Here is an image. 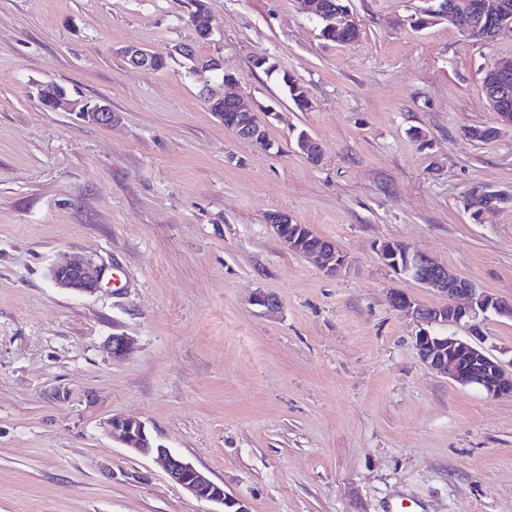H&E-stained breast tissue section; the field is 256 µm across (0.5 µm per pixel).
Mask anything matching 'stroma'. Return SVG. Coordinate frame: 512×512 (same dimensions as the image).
Masks as SVG:
<instances>
[{"instance_id": "35a3bbf8", "label": "stroma", "mask_w": 512, "mask_h": 512, "mask_svg": "<svg viewBox=\"0 0 512 512\" xmlns=\"http://www.w3.org/2000/svg\"><path fill=\"white\" fill-rule=\"evenodd\" d=\"M346 3L360 34L340 45L296 0H206L203 43L188 0H0V512H210L112 437L116 415L249 512H512V399L421 362L390 296L445 299L377 251L408 243L512 299V127L466 135L493 122L484 72L512 35L416 27L427 0ZM180 44L267 112L271 148L211 112L221 73L120 53ZM261 54L310 110L253 68ZM47 84L106 100L115 122L44 110ZM477 187L506 203L473 219ZM274 212L335 242L347 269L289 253ZM73 256L108 282L56 288L51 266ZM116 333L133 340L120 358ZM122 56L127 59L129 63L135 66L140 67H149L152 69H163L168 65V60H174L171 55L161 56L160 64L156 67L155 57L159 54H154L153 52L144 50L138 47H126L120 51ZM252 65L255 69L263 70L267 74H277L279 81L283 85L288 98L292 101V103L300 110L303 111V109L300 107L297 98L300 95V93H297V89L299 87H302L304 89V86L297 81L294 76H292L289 72H278V68L275 63L269 61L267 62L263 67H260L252 62ZM266 69V70H265Z\"/></svg>"}]
</instances>
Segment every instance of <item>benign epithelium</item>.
I'll list each match as a JSON object with an SVG mask.
<instances>
[{"label": "benign epithelium", "mask_w": 512, "mask_h": 512, "mask_svg": "<svg viewBox=\"0 0 512 512\" xmlns=\"http://www.w3.org/2000/svg\"><path fill=\"white\" fill-rule=\"evenodd\" d=\"M437 6L426 9L430 17L453 16L461 30L474 33L488 41L504 34H512V3L508 0H480L473 6L469 0H436ZM300 10L312 13L325 22L321 36L331 42L344 44L349 31L358 28L353 15L336 6L331 0H297ZM197 36L207 40L213 30L208 21L207 6L197 7L190 15ZM121 54L135 66L156 68V54L138 47H126ZM488 74L484 93L494 123L512 126V60L496 62L486 70ZM54 111L73 112L79 117L98 125H110L115 113L103 101H77L66 88L52 84ZM224 102V111L216 116L224 127L238 137L268 145L266 130L258 122L251 106L232 95H210ZM297 149L310 161L318 162L320 151L317 143L308 135L296 141ZM271 232L288 251L301 256L313 257L329 276L341 273L348 265V258L336 244L321 238L313 243L306 232V224H295L288 214L277 212L267 217ZM378 254L385 266L398 275H405L424 288L441 293L448 299L442 306L429 307L416 297L397 291L391 296L394 310L411 318L419 325L415 345L420 360L436 372L451 371L453 380L462 386H474L490 396L512 397V378L505 375L504 365L512 367V359L505 362L482 345L481 324L493 315L512 320V300L507 301L477 288L435 261L428 254L408 245L396 251L383 242ZM106 269L91 259L55 265L50 269L52 282L78 295L91 294L102 287ZM432 326L464 328L471 338L464 339L455 333L433 336ZM112 431L119 433L123 444L137 456L150 458L159 463L172 483L199 500L214 504V512H249L245 502L228 494L224 485L210 479L190 461L174 454L160 444L137 419L114 417L110 421Z\"/></svg>", "instance_id": "7a95c632"}]
</instances>
